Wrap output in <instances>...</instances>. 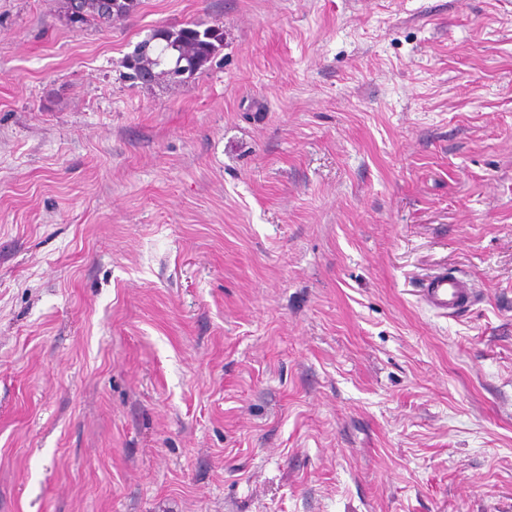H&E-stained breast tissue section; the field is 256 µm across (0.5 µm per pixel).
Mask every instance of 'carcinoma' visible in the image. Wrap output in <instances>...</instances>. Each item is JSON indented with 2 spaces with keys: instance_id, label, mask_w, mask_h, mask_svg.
Instances as JSON below:
<instances>
[{
  "instance_id": "obj_1",
  "label": "carcinoma",
  "mask_w": 512,
  "mask_h": 512,
  "mask_svg": "<svg viewBox=\"0 0 512 512\" xmlns=\"http://www.w3.org/2000/svg\"><path fill=\"white\" fill-rule=\"evenodd\" d=\"M81 23L95 21L110 26L116 18L133 14L139 0H80ZM224 46V29L201 22L179 29L159 27L148 38L137 43L125 57L124 67L137 73L148 69L150 87L163 77L192 78L213 61Z\"/></svg>"
}]
</instances>
